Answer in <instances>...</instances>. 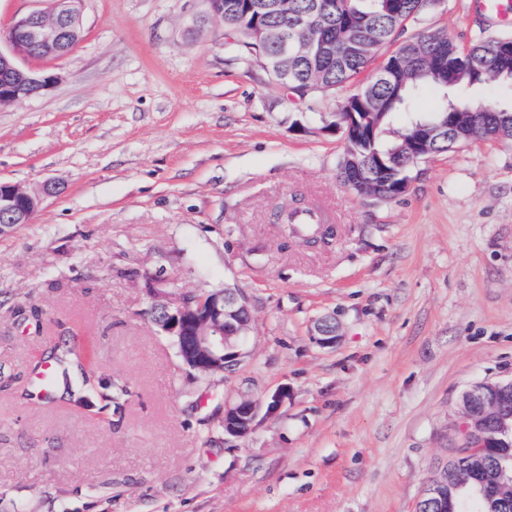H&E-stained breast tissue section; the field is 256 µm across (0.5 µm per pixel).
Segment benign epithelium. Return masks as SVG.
<instances>
[{
    "label": "benign epithelium",
    "instance_id": "obj_1",
    "mask_svg": "<svg viewBox=\"0 0 512 512\" xmlns=\"http://www.w3.org/2000/svg\"><path fill=\"white\" fill-rule=\"evenodd\" d=\"M79 0H54L49 12L35 11L19 17L0 38L7 49H0V105L28 98L50 88L57 76L48 71L24 68L18 60H38L56 57L65 51L81 30ZM255 35L266 43L278 46V55L257 60L265 69L273 68L287 75L288 59L304 57L309 60L333 54L332 47L321 42L302 40L274 29H256ZM429 138L411 137L403 145L407 154L418 160L428 154ZM59 192L52 180L44 181L36 190H27L10 182L0 181V213L10 217V223L0 224V236L11 229L28 224L44 201ZM149 299L147 313L151 323L169 336L183 365L202 377L223 373L239 364L246 354V341L251 329V316L245 298L233 288L217 289L209 299L199 302L188 299L187 293L162 286L161 280L150 279L146 289ZM512 398V379L481 382L466 390L460 399L459 416L455 424L459 445L457 457L475 452L484 431L493 427L503 434L512 430L507 401ZM259 405L246 398L227 406L224 411V432L241 437L253 427ZM487 485L493 493L497 486L488 485L470 467L461 463L443 467L427 484L432 496L443 485Z\"/></svg>",
    "mask_w": 512,
    "mask_h": 512
}]
</instances>
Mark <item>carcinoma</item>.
<instances>
[{"mask_svg": "<svg viewBox=\"0 0 512 512\" xmlns=\"http://www.w3.org/2000/svg\"><path fill=\"white\" fill-rule=\"evenodd\" d=\"M242 0H224V26L233 31L239 46L251 53L248 30L253 23L268 28H290L317 9L324 17L323 38L336 44L340 53L321 65L300 63L288 71L287 84L300 100L327 93L352 92L341 97L336 126L343 127L345 145L338 162V177L349 187L356 167L378 186L379 199L400 196L405 189L391 182L390 171L408 159L397 154L403 138L419 127L448 128L449 114L470 111V102L457 93L481 91L493 84H512V73L497 66L501 50L512 47V33H476L467 46L456 44L439 33L398 41L405 25L424 15L446 8L440 0H288L281 9H240ZM364 44L362 53L350 48ZM395 46L389 54L384 50ZM378 67H373L379 57ZM439 95V105L414 116L395 142L383 139V130L395 112H408L427 89ZM512 139V103L493 105L491 112H473L469 118L468 140ZM128 396L126 385L116 380L104 400L115 411ZM484 459L487 467L501 476L506 504L488 503L471 489L448 501L443 512H512V442L499 434H487Z\"/></svg>", "mask_w": 512, "mask_h": 512, "instance_id": "carcinoma-1", "label": "carcinoma"}]
</instances>
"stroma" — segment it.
I'll return each mask as SVG.
<instances>
[{"instance_id":"35a3bbf8","label":"stroma","mask_w":512,"mask_h":512,"mask_svg":"<svg viewBox=\"0 0 512 512\" xmlns=\"http://www.w3.org/2000/svg\"><path fill=\"white\" fill-rule=\"evenodd\" d=\"M81 17L69 53L29 63L58 83L0 106V179L61 185L0 237V512H416L461 393L512 378V140L422 160L378 201L337 176L336 97L293 102L207 0H83ZM503 29L452 0L401 37ZM294 195L331 246L284 242L273 213ZM150 275L246 295L233 372L181 363L144 315ZM62 341L96 345L122 412L64 367L70 403L26 399ZM242 396L261 408L235 438ZM258 410L259 405L246 398L228 405L224 411V432L236 437L244 436L252 429Z\"/></svg>"}]
</instances>
